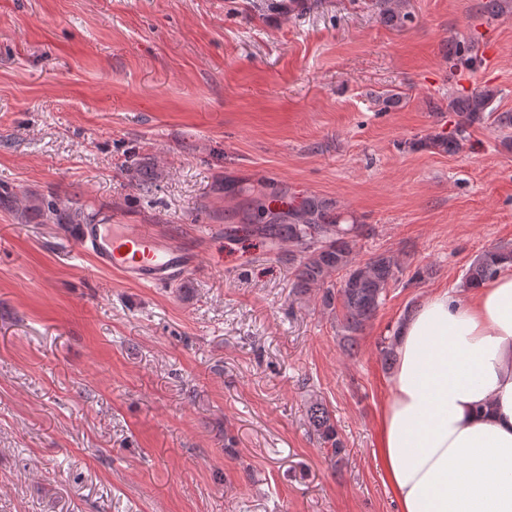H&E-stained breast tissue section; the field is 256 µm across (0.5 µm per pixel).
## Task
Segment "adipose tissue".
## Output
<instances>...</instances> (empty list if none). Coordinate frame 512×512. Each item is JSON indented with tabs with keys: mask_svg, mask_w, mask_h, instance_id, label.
Listing matches in <instances>:
<instances>
[{
	"mask_svg": "<svg viewBox=\"0 0 512 512\" xmlns=\"http://www.w3.org/2000/svg\"><path fill=\"white\" fill-rule=\"evenodd\" d=\"M393 349L379 454L400 512H512V267L427 297Z\"/></svg>",
	"mask_w": 512,
	"mask_h": 512,
	"instance_id": "obj_1",
	"label": "adipose tissue"
}]
</instances>
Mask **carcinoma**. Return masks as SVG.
Here are the masks:
<instances>
[{
    "mask_svg": "<svg viewBox=\"0 0 512 512\" xmlns=\"http://www.w3.org/2000/svg\"><path fill=\"white\" fill-rule=\"evenodd\" d=\"M382 15L387 22L402 27L411 15L402 11L401 0H382ZM480 11L490 20L512 12V0H483ZM477 57L468 40H457L448 51L449 68L472 66ZM495 93L482 89L467 94L448 96V111L461 117L460 133L434 136L424 145L455 154L464 148L466 129L489 125L500 132L501 143L512 151V112H496L492 108ZM46 219L53 224H79L85 220L81 210L57 201L46 202ZM251 230L271 244L286 242L297 248L288 260L297 262L293 288L305 294L312 288L322 291L321 303L339 310L344 339L352 343L375 317L390 284L398 280L399 266L385 253H373L363 263L354 261L358 238L370 235L364 224H346L342 213L327 200H303L288 204L285 211L274 212L268 204L256 201L255 212L247 217ZM512 263V247L500 246L484 252L468 268L464 285L469 287L496 275L505 264ZM307 421L321 447L336 464L346 455L332 412L321 401L313 400L306 408Z\"/></svg>",
    "mask_w": 512,
    "mask_h": 512,
    "instance_id": "carcinoma-1",
    "label": "carcinoma"
}]
</instances>
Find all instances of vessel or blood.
<instances>
[{
	"mask_svg": "<svg viewBox=\"0 0 512 512\" xmlns=\"http://www.w3.org/2000/svg\"><path fill=\"white\" fill-rule=\"evenodd\" d=\"M78 241L89 250L98 269L133 284L181 280L197 269L193 250L147 232L140 224L94 221L81 225Z\"/></svg>",
	"mask_w": 512,
	"mask_h": 512,
	"instance_id": "vessel-or-blood-1",
	"label": "vessel or blood"
}]
</instances>
